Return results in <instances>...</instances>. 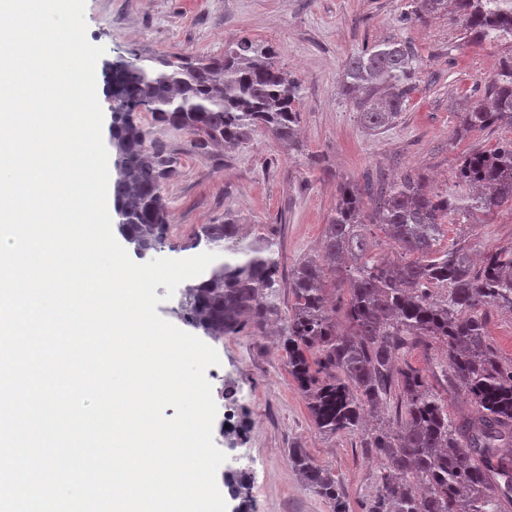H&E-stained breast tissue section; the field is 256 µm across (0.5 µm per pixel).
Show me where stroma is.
<instances>
[{"instance_id": "1", "label": "stroma", "mask_w": 512, "mask_h": 512, "mask_svg": "<svg viewBox=\"0 0 512 512\" xmlns=\"http://www.w3.org/2000/svg\"><path fill=\"white\" fill-rule=\"evenodd\" d=\"M408 10L407 0H86L87 39L105 49L97 84L120 59L220 55L243 37L273 44L279 63L302 84L294 151L258 131L205 157L189 135L155 127L178 159L166 186L170 225L161 256L187 257L195 229L223 223L229 212L277 241L285 278L319 249L341 183L388 185L412 170L439 191L466 193L456 179L462 156L511 141L512 126L458 136L462 105L482 98L498 63L512 57V43L473 44L454 17L443 13L421 25L406 20ZM389 36L412 46L419 74L398 122L375 133L359 122L342 71L349 56ZM459 242L478 256L511 249L512 206L473 224L444 225L440 248ZM213 347L221 360L213 394L233 395L241 416L255 423L231 442L221 432L223 416H216L213 440L227 455L217 483L245 462L250 512H333L292 466L289 451L298 448L336 477L348 512H362L375 492L378 462L356 435L316 429L276 337L247 326Z\"/></svg>"}]
</instances>
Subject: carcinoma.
<instances>
[{
  "label": "carcinoma",
  "instance_id": "1",
  "mask_svg": "<svg viewBox=\"0 0 512 512\" xmlns=\"http://www.w3.org/2000/svg\"><path fill=\"white\" fill-rule=\"evenodd\" d=\"M407 18L439 13L458 17L474 43L512 41V0H410ZM276 48L243 37L217 56L162 54L138 57L117 78L128 100L146 106L152 125L112 113V145L119 176L112 195L130 219L122 236L144 257L162 248L169 229L166 185L177 175L164 126L192 137L207 155L216 144H239L258 129L293 146L300 119L301 82L276 61ZM418 69L409 43L389 37L352 55L344 83L357 93L355 109L373 132L399 119ZM488 101L462 113L461 134L512 125V61L500 64L486 90ZM465 195L439 193L406 172L369 215L352 182L339 185L336 207L316 254L292 273L291 312L281 319V349L288 371L309 399L316 428L326 434H360V445L379 463L377 491L364 512H502L512 497V461L496 458L512 447V364L487 343L488 312H512V249L488 254L474 266L468 250L435 249L445 224H468L476 213L512 203V141L491 151L474 149L457 170ZM376 224L402 258L368 255L362 230ZM219 258L183 290L186 323L216 340L248 324L260 330L275 311L279 260L275 240L244 232L232 214L202 224L185 246ZM346 290L348 330L336 331V308L327 287ZM430 341L445 360L432 375L466 394V417L448 416V404L429 374L400 355ZM367 413L388 424L363 431ZM289 457L306 484L348 512L336 477L294 448Z\"/></svg>",
  "mask_w": 512,
  "mask_h": 512
}]
</instances>
